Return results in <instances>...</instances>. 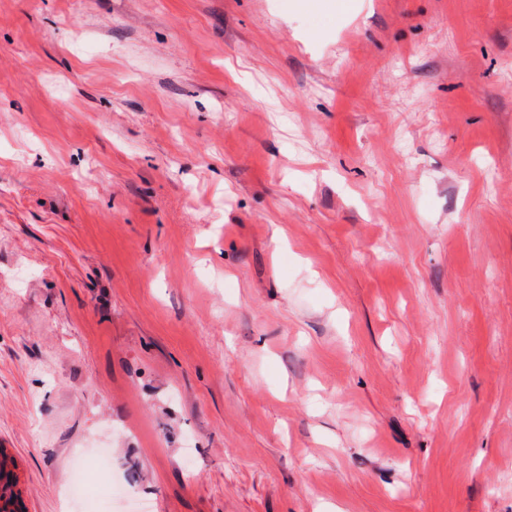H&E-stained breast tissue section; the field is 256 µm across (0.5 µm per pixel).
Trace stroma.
I'll return each mask as SVG.
<instances>
[{
	"label": "stroma",
	"mask_w": 512,
	"mask_h": 512,
	"mask_svg": "<svg viewBox=\"0 0 512 512\" xmlns=\"http://www.w3.org/2000/svg\"><path fill=\"white\" fill-rule=\"evenodd\" d=\"M0 448L24 512H512V0H0Z\"/></svg>",
	"instance_id": "stroma-1"
}]
</instances>
